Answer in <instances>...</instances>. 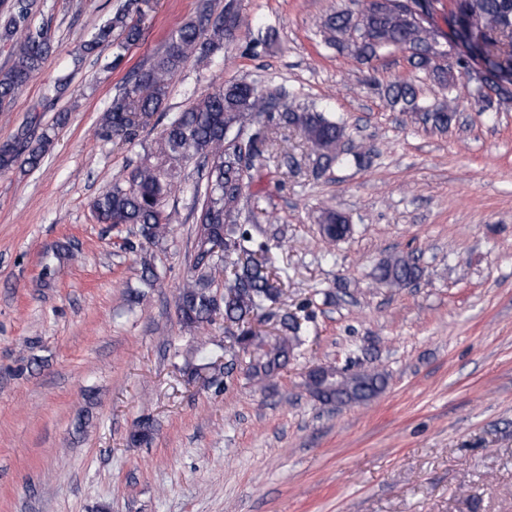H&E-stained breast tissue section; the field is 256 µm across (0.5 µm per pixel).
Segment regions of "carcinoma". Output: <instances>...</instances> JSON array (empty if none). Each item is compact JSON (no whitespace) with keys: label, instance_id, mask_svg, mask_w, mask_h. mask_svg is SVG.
Listing matches in <instances>:
<instances>
[{"label":"carcinoma","instance_id":"carcinoma-1","mask_svg":"<svg viewBox=\"0 0 512 512\" xmlns=\"http://www.w3.org/2000/svg\"><path fill=\"white\" fill-rule=\"evenodd\" d=\"M36 0H7L0 17V41L11 45V63L0 69V109L11 103L44 68L54 52V42L43 26L32 24ZM150 0H128L126 9L102 25L97 34L80 46L79 56L96 53L103 46L118 50L141 36L138 20L146 16ZM448 31L435 26L433 16L416 13L406 0H350V5L329 14L323 21L326 43L349 50L359 59L370 60L383 52L402 49L410 53L413 67L426 73L445 89H452L458 74H471L480 55L504 88L491 100L475 91L474 103L481 112L512 101V0H451ZM241 25L235 0L224 12L212 17L203 8L171 36L164 51L145 70L134 75L131 85L114 97L103 112L96 135L110 142H132L142 127L161 107L174 76L193 58H208L234 40ZM453 55H448V51ZM388 105L400 112L419 116L439 132H446L456 118L452 97L427 105L409 78L397 79L384 89ZM281 93L260 89L246 80L226 83L205 94L166 126L157 147L143 161L115 178L93 207L104 224H134L142 243L156 246L164 241L174 223L165 210L166 199L184 187L175 181L177 166L196 161L201 177L189 191L196 208L194 259L189 278L179 288L176 305L186 328H199L222 315L235 330L224 329L234 344L255 354L248 377L264 388L285 368L290 352L301 343L303 323L295 313L273 312L269 305L282 294L276 257L266 242L254 239L246 225L251 221L246 190L254 182L266 153V130L260 117L277 128L300 130L310 144L313 172L321 175L360 153L345 149L343 122L315 105L298 103L279 108ZM51 137L44 133L33 140L21 135L16 145L0 146V172L18 165H40ZM319 230L329 245L346 237L351 228L346 217L333 208L318 215ZM141 283L158 285L153 264L140 261ZM224 271V292L215 291L214 273ZM421 270L415 260L392 255L373 271L377 282L402 288L416 282ZM324 368L308 371L305 385L324 405L363 404L384 387L385 376L374 370L344 371L339 381L321 377ZM153 423L139 421L129 434L134 444H148Z\"/></svg>","mask_w":512,"mask_h":512}]
</instances>
